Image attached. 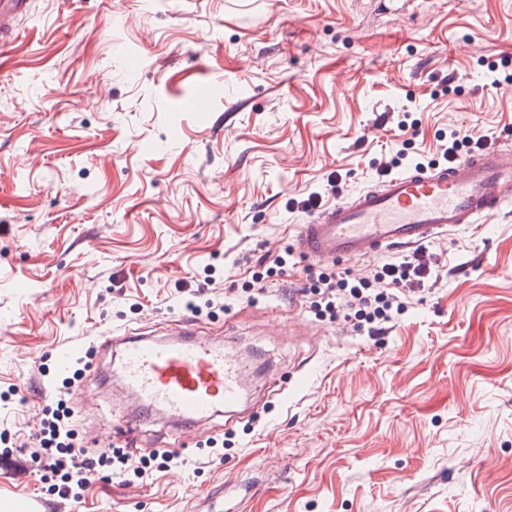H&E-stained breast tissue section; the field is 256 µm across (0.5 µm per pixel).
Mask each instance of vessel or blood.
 <instances>
[{
	"label": "vessel or blood",
	"mask_w": 512,
	"mask_h": 512,
	"mask_svg": "<svg viewBox=\"0 0 512 512\" xmlns=\"http://www.w3.org/2000/svg\"><path fill=\"white\" fill-rule=\"evenodd\" d=\"M29 7L30 0H0V55L11 21ZM510 205L512 151L495 145L442 167L388 176L351 200L316 211L300 225L296 245L317 261L413 249ZM119 346L110 376L135 406L125 418L127 435L139 430L140 408L165 415L177 441L185 429L215 416H235L245 402L250 362L194 329L168 338L130 332Z\"/></svg>",
	"instance_id": "1"
}]
</instances>
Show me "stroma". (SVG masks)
Instances as JSON below:
<instances>
[{
    "label": "stroma",
    "instance_id": "1",
    "mask_svg": "<svg viewBox=\"0 0 512 512\" xmlns=\"http://www.w3.org/2000/svg\"><path fill=\"white\" fill-rule=\"evenodd\" d=\"M512 0H31L0 67V391L37 430L61 350L88 449L126 442L110 338L189 326L255 361L245 414L167 475L91 476L82 502L0 442V500L36 512H512V207L429 244L428 287L367 336L293 248L307 213L375 185L416 120L435 149L479 114L512 146ZM207 96L206 111L183 98ZM336 182H329L330 173ZM223 277L210 307L209 269ZM266 275L265 290L250 289ZM198 290V315L178 301ZM308 377L284 400L272 384ZM224 444V459L199 460Z\"/></svg>",
    "mask_w": 512,
    "mask_h": 512
}]
</instances>
